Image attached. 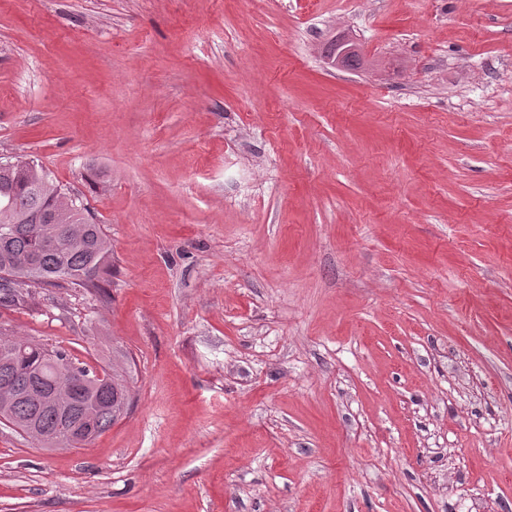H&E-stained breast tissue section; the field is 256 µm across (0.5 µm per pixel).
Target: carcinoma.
Instances as JSON below:
<instances>
[{"instance_id":"1","label":"carcinoma","mask_w":512,"mask_h":512,"mask_svg":"<svg viewBox=\"0 0 512 512\" xmlns=\"http://www.w3.org/2000/svg\"><path fill=\"white\" fill-rule=\"evenodd\" d=\"M0 167V305L26 306L35 289L81 288L100 294L109 267L111 245L102 225L75 207V197L55 184L32 160ZM87 383L66 410L44 401L49 388L66 391L76 376ZM15 388L21 398L4 421L24 431L37 429L53 438L61 419L84 423L85 405L97 402L96 436L113 424V412L125 406L127 388L117 373L97 378V369L74 361L68 350L28 337L0 332V387Z\"/></svg>"}]
</instances>
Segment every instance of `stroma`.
Returning <instances> with one entry per match:
<instances>
[{
  "label": "stroma",
  "instance_id": "stroma-1",
  "mask_svg": "<svg viewBox=\"0 0 512 512\" xmlns=\"http://www.w3.org/2000/svg\"><path fill=\"white\" fill-rule=\"evenodd\" d=\"M1 155L112 273L0 327L132 408L0 512H512V0H0Z\"/></svg>",
  "mask_w": 512,
  "mask_h": 512
}]
</instances>
